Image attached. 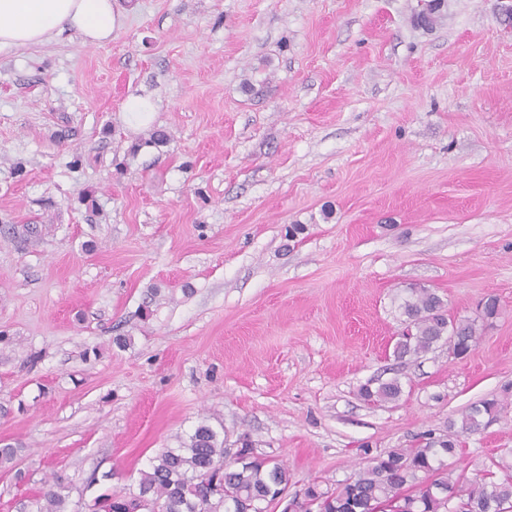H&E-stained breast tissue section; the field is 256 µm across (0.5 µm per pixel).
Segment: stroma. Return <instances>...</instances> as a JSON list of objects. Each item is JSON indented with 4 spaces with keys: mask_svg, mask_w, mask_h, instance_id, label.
Instances as JSON below:
<instances>
[{
    "mask_svg": "<svg viewBox=\"0 0 512 512\" xmlns=\"http://www.w3.org/2000/svg\"><path fill=\"white\" fill-rule=\"evenodd\" d=\"M498 2L447 0L424 30L420 0H120L103 45L0 47V229L40 230L0 236V512L57 476L88 512L203 422L295 493L495 399L448 464L512 463ZM410 287L499 312L464 358L398 361ZM393 376L398 402L360 400Z\"/></svg>",
    "mask_w": 512,
    "mask_h": 512,
    "instance_id": "1",
    "label": "stroma"
}]
</instances>
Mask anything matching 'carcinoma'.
I'll return each instance as SVG.
<instances>
[{
	"instance_id": "cac0c4a2",
	"label": "carcinoma",
	"mask_w": 512,
	"mask_h": 512,
	"mask_svg": "<svg viewBox=\"0 0 512 512\" xmlns=\"http://www.w3.org/2000/svg\"><path fill=\"white\" fill-rule=\"evenodd\" d=\"M446 7L445 0H427L415 14V23L433 28ZM404 331L393 347L397 360L420 357L441 345L453 355H466L477 343V320L498 314V301H485L479 319L448 315L444 301L426 288H409L399 304ZM403 385L399 378L363 385L360 397L373 404L399 400ZM499 403L487 399L471 406L461 424L448 430L429 431L416 448H393L369 459V465L334 490L308 484L298 497L301 512H310L306 502L316 503V512H512V465L496 462L502 478L486 471L474 480L455 479L445 458L457 454L459 438L483 425L484 416L498 411ZM221 473L224 492L220 495L200 488V479ZM291 476L275 458L260 455L248 438L241 440L239 453L228 456L224 441L212 427L201 424L181 448H166L141 471L137 490L101 494L94 499L93 512H270L277 495L288 489ZM69 495L57 479L39 495L23 496L16 512H69Z\"/></svg>"
}]
</instances>
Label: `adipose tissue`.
<instances>
[{"mask_svg":"<svg viewBox=\"0 0 512 512\" xmlns=\"http://www.w3.org/2000/svg\"><path fill=\"white\" fill-rule=\"evenodd\" d=\"M115 0H0V46H31L65 31L84 42L111 40L119 24Z\"/></svg>","mask_w":512,"mask_h":512,"instance_id":"adipose-tissue-1","label":"adipose tissue"}]
</instances>
